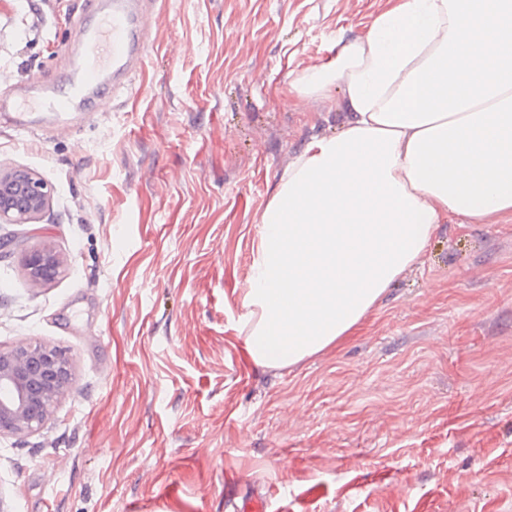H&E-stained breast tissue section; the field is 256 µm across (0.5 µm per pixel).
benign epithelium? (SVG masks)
<instances>
[{
	"label": "benign epithelium",
	"instance_id": "benign-epithelium-1",
	"mask_svg": "<svg viewBox=\"0 0 512 512\" xmlns=\"http://www.w3.org/2000/svg\"><path fill=\"white\" fill-rule=\"evenodd\" d=\"M51 187L41 175L0 163V224H30L50 204ZM64 258L48 243L24 252L32 287L41 288L63 271ZM73 380L66 354L48 343L0 345V435L18 438L41 430Z\"/></svg>",
	"mask_w": 512,
	"mask_h": 512
}]
</instances>
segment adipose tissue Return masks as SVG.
Segmentation results:
<instances>
[{
    "instance_id": "adipose-tissue-1",
    "label": "adipose tissue",
    "mask_w": 512,
    "mask_h": 512,
    "mask_svg": "<svg viewBox=\"0 0 512 512\" xmlns=\"http://www.w3.org/2000/svg\"><path fill=\"white\" fill-rule=\"evenodd\" d=\"M288 94L341 112L261 216L242 324L273 369L349 335L448 218H512V0H390Z\"/></svg>"
}]
</instances>
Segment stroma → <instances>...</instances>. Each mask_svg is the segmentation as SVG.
<instances>
[{"mask_svg": "<svg viewBox=\"0 0 512 512\" xmlns=\"http://www.w3.org/2000/svg\"><path fill=\"white\" fill-rule=\"evenodd\" d=\"M96 0H0V163L53 186L0 255V344L38 339L74 380L35 435L0 437L10 512H512V220L440 225L350 336L285 369L240 331L261 214L338 101L288 85L387 0H147L127 86L70 112ZM64 258L48 243L24 252L22 265L33 288H42L63 271Z\"/></svg>", "mask_w": 512, "mask_h": 512, "instance_id": "obj_1", "label": "stroma"}]
</instances>
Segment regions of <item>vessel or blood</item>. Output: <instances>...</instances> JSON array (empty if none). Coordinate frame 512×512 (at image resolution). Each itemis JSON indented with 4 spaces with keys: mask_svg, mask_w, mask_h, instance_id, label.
Instances as JSON below:
<instances>
[{
    "mask_svg": "<svg viewBox=\"0 0 512 512\" xmlns=\"http://www.w3.org/2000/svg\"><path fill=\"white\" fill-rule=\"evenodd\" d=\"M95 25L80 40L84 64L67 90L43 101L52 112L70 111L75 99L93 100L127 79L132 64L141 62L150 26L141 0H99Z\"/></svg>",
    "mask_w": 512,
    "mask_h": 512,
    "instance_id": "1",
    "label": "vessel or blood"
}]
</instances>
